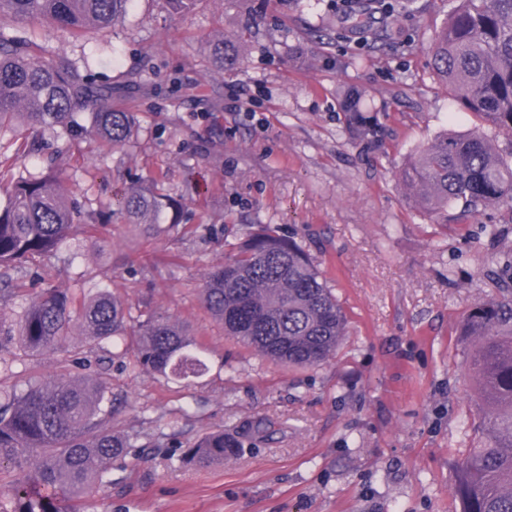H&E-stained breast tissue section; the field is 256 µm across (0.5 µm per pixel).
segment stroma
I'll list each match as a JSON object with an SVG mask.
<instances>
[{
	"label": "stroma",
	"mask_w": 512,
	"mask_h": 512,
	"mask_svg": "<svg viewBox=\"0 0 512 512\" xmlns=\"http://www.w3.org/2000/svg\"><path fill=\"white\" fill-rule=\"evenodd\" d=\"M364 5L200 0L176 13L135 0L113 30L80 42L24 21L39 43L86 58L139 128L109 152L47 130L17 167L57 160L86 215L154 181L183 198L181 223L147 235L117 212L25 273L88 296L111 285L134 311L202 340L207 365L166 380L134 369L131 355L113 358L112 426L134 447L83 512H460L459 464L482 439L459 332L478 300L500 294L491 276L512 253V208L445 226L415 203L400 179L407 159L442 130L479 125L428 53L453 2L398 0L391 16ZM241 92L250 103L238 111ZM350 97L382 150L346 131ZM262 224L303 244L347 313V336L318 367L262 359L201 306L208 274ZM246 423L259 434L224 463L171 459Z\"/></svg>",
	"instance_id": "stroma-1"
}]
</instances>
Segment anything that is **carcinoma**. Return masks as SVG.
<instances>
[{
  "instance_id": "carcinoma-1",
  "label": "carcinoma",
  "mask_w": 512,
  "mask_h": 512,
  "mask_svg": "<svg viewBox=\"0 0 512 512\" xmlns=\"http://www.w3.org/2000/svg\"><path fill=\"white\" fill-rule=\"evenodd\" d=\"M133 0H0V136L38 130L69 137L74 115L90 116V135L103 148L123 146L136 116L112 107V87L89 80L86 59L37 44L12 26L38 19L73 38L92 26L105 33L125 18ZM436 73L482 127L466 135L443 133L404 167L402 179L426 209L463 224L479 205L512 202V0H456L430 46ZM509 137L503 153L497 138ZM462 203L450 217L448 208ZM120 211L147 233L162 216L177 221L181 204L157 183L132 187L96 211L99 224ZM81 212L55 172L0 167V298L23 296L11 272L56 252L78 233ZM512 255L493 278L502 295L477 302L463 335L470 341L469 370L482 404L480 448L468 449L455 487L461 512H512ZM206 312L225 335L262 357L290 367H314L336 353L346 333L343 308L305 248L268 224L242 242L207 277ZM90 349L110 341L132 352L134 366L163 378L202 375L207 366L183 326L154 317L137 322L131 307L107 287L89 297L69 288H43L25 299L16 324H0V353L36 359L61 351L73 326ZM112 387L61 366L48 380L20 392L0 390V466L14 478L0 491L6 512H77L76 503L108 482L112 461L129 454L131 439L112 429ZM239 437L216 430L179 460L206 467L236 456Z\"/></svg>"
}]
</instances>
